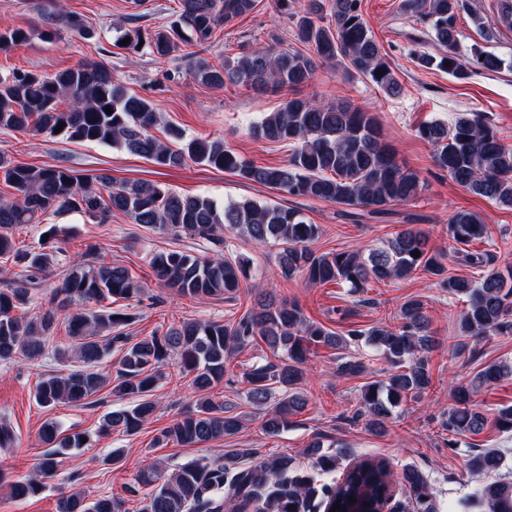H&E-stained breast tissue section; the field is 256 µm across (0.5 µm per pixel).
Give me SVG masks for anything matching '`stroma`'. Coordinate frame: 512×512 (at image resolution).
Instances as JSON below:
<instances>
[{"label": "stroma", "mask_w": 512, "mask_h": 512, "mask_svg": "<svg viewBox=\"0 0 512 512\" xmlns=\"http://www.w3.org/2000/svg\"><path fill=\"white\" fill-rule=\"evenodd\" d=\"M399 4L400 0L362 2L363 16L402 86L398 95L385 94L363 76H344L332 62L320 63L311 81L295 94L325 103L345 101L375 112L383 138L399 164L420 178L416 198L394 203L388 215L382 217L363 209L354 215L349 208L326 201L288 197L282 201L302 211L309 223L320 225L322 233L311 245L315 252L377 248L396 232L413 225L425 230L431 247L446 255L449 274L474 278L478 268L459 261L458 246L447 229L451 215L470 211L487 226L486 239L472 243V250L488 252L497 267L512 266V209L472 195L453 183L435 166L433 147L417 134L423 122L436 120L451 125L461 113L476 110L485 115L502 142L512 147V28L498 22L496 0H466L457 27L469 75L458 79L419 64V56L433 50L431 32L418 16L402 12ZM178 7L179 0H0V31L23 28L31 33L26 43L0 49V78L16 71L54 74L82 61H100L129 92L154 100L161 113L154 135L163 136L165 126L171 124L191 136L224 138L255 165L285 164L290 153L288 144L255 139L249 129L286 99V91L258 93L232 84L210 87L195 79L193 60L184 53L159 58L118 47L120 30L131 26L156 30L175 18ZM68 13L83 18L90 35L82 36L71 29L64 19ZM295 44L293 27L276 14L273 0H260L253 13L232 26L217 29L204 56L216 63L245 51ZM479 51L502 59L503 68L496 72L482 69L475 57ZM0 154L16 164L63 166L81 175L104 173L117 185L157 182L180 194L210 196L221 204L246 198L278 199L273 189L218 169L191 162L180 168H162L122 149L31 131L0 132ZM54 222L56 244L63 249L65 260H73L95 244L101 260L124 265L143 286L140 300L115 304L117 310L132 316L124 329L131 338L139 339L184 321L229 324L239 320L254 303L253 296L245 293L231 300L184 297L156 280L148 265L150 251L175 249L209 256L213 249L206 241L184 233L161 234L133 224L119 212L112 213L103 224L86 221L77 213L55 217ZM229 241L230 255L250 262L247 284H267L278 300L297 304L309 320L338 333L378 324L394 325L402 305L411 298L420 299L435 339L426 354L430 387L397 408L384 433H373L364 422L353 421L352 415L362 387L385 379L387 363L374 348L365 345L343 349L318 346L309 354L305 375L297 386L307 398L305 409L293 417L287 430L270 436L240 382L246 369L272 359V351L260 343L230 358L223 382L212 392L215 400L242 417L241 431L195 447L159 446L156 436L197 398L190 376L171 363L164 367L154 393L157 410L138 433L116 431L93 439L88 447L71 450L37 496L16 500L0 490V512H57L60 495L75 491L90 499L103 495L126 499L129 512H137L138 504L130 499L129 490L145 464L170 470L192 459L256 448L267 455L291 457L305 469L309 466L305 449L318 436L324 444L333 446L345 463L372 455L386 458L396 473L408 464L417 467L431 483L438 512H466L471 493L485 482V475L468 468L473 451L499 449L504 459L498 475L512 481V433L499 432L490 424L481 434L461 438L453 450L441 426L442 412L454 404V386L471 381L487 364L512 362V332L469 342L460 353L455 349L459 341L457 322L465 304L441 288L437 277L419 270L406 280L369 282L355 294L333 283L309 284L299 274L287 280L281 278L279 245L272 243L259 249L235 234ZM345 356L365 362L366 372L353 376L337 373L336 363ZM66 369V364L50 354L34 361L20 358L0 364V419L9 422L16 436L13 447L0 450V468L11 479L23 480L38 472L47 452L39 438L46 420H55L65 430L74 426L93 430L106 413L118 407L108 385L90 404L39 406L34 398L38 381L47 373ZM115 449L121 450L122 459L108 463L107 457Z\"/></svg>", "instance_id": "stroma-1"}]
</instances>
